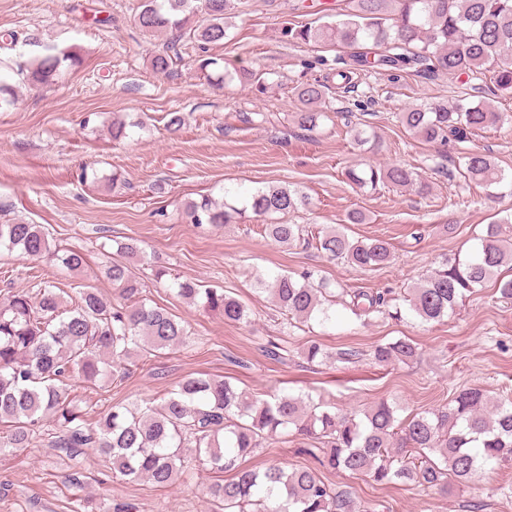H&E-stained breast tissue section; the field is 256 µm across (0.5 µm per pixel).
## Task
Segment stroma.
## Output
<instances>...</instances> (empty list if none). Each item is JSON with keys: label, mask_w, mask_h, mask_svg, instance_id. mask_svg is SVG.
<instances>
[{"label": "stroma", "mask_w": 512, "mask_h": 512, "mask_svg": "<svg viewBox=\"0 0 512 512\" xmlns=\"http://www.w3.org/2000/svg\"><path fill=\"white\" fill-rule=\"evenodd\" d=\"M137 3L0 0V32L14 31L20 38L14 47L0 43V62L25 67L49 46L71 47L83 57L81 67L64 70L50 85L12 80L17 101L0 109V224L43 225L57 244L87 258L83 271L68 273L1 249L0 299L49 281L65 290L95 288L118 301L117 290L100 271L117 242L133 239L144 252L136 267L147 296L191 332L186 346L137 359L125 378L105 379L97 388L72 379L69 396L87 423H97L118 403H160L183 377L197 373L230 377L240 389L265 399L285 392L352 410L389 399L404 416L448 402L463 386L481 387L493 398L512 395V300L500 297L495 281L441 322H422L405 308L361 321L339 307L323 324L287 322L257 283L261 274L310 269L346 288L403 294L443 257L474 244L486 224L512 214V196L490 198L483 187L462 186L447 176L464 152L478 148L512 178V123L447 151L414 138L398 123L397 113L434 99L454 101L460 83L409 70L359 75L357 93L369 106L348 110L334 77L347 49L296 43L282 35L291 24L325 22L322 0H233L227 35L208 50L237 70L226 83L209 81L191 44L178 66L157 74L150 60L164 39L138 27ZM251 70L266 72L264 91L244 79ZM314 80L329 87L320 105L327 118L315 130L302 131L294 122L301 108L296 89ZM172 112L184 117L175 133L166 127ZM116 119H141L145 125L116 142L108 132ZM351 125L375 132L377 146L357 144L347 131ZM366 161L408 164L430 190L421 195L349 184L346 169ZM86 168L96 170V178H82ZM114 173L122 187H109L106 178ZM269 186L297 187L309 195V205L288 214V223L389 240L393 261L360 270L304 242L277 245L264 237L262 216L198 227L186 215L187 204L201 197L236 204ZM355 210L366 214V223H348ZM157 265L166 267L167 279L155 281ZM174 277L231 292L246 305L248 322H225L180 297L170 283ZM399 336L417 345V358L374 364L369 350ZM270 340L282 348V361L265 356ZM310 340L331 352L355 348L362 357L355 363L311 365L301 355ZM55 433L53 423H45L28 447L0 456V512H116L123 505L128 512H210L208 488L218 475L195 458H187L174 485L160 489L116 477L93 448L69 460L53 447ZM246 463L288 469L318 465L299 439L268 441ZM323 476L371 512H470L474 501L484 502V512H512L510 465L486 468L472 484L445 495L414 483L379 485L332 470Z\"/></svg>", "instance_id": "stroma-1"}]
</instances>
